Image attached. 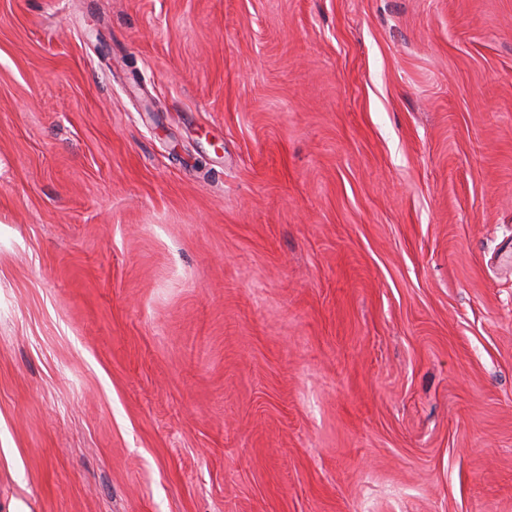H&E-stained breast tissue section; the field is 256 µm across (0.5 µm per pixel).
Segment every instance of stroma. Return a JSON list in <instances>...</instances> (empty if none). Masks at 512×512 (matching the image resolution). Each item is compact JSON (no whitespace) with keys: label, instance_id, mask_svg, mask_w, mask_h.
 Returning <instances> with one entry per match:
<instances>
[{"label":"stroma","instance_id":"1","mask_svg":"<svg viewBox=\"0 0 512 512\" xmlns=\"http://www.w3.org/2000/svg\"><path fill=\"white\" fill-rule=\"evenodd\" d=\"M512 512V0H0V512Z\"/></svg>","mask_w":512,"mask_h":512}]
</instances>
